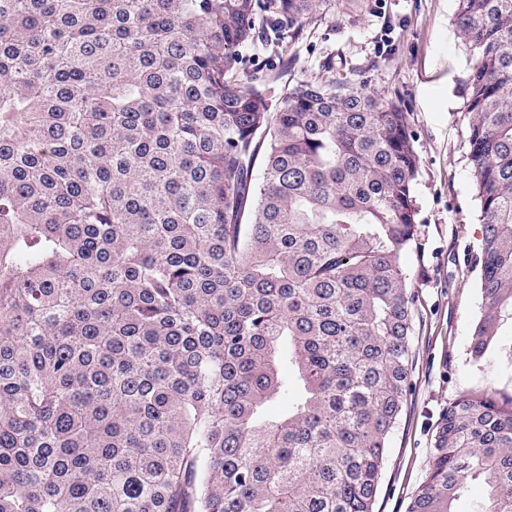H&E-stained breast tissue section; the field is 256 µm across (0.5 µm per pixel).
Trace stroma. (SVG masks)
<instances>
[{
	"label": "stroma",
	"instance_id": "obj_1",
	"mask_svg": "<svg viewBox=\"0 0 512 512\" xmlns=\"http://www.w3.org/2000/svg\"><path fill=\"white\" fill-rule=\"evenodd\" d=\"M455 0H336L289 49L268 20L243 50V71L282 73L272 85L323 79L399 100L414 135L419 174L418 247L403 259L414 296L413 373L389 449L375 512H407L424 479L441 410L460 392L512 391L498 353L469 360L467 337L481 304L475 253L482 233L468 167L465 79L470 54L454 26Z\"/></svg>",
	"mask_w": 512,
	"mask_h": 512
}]
</instances>
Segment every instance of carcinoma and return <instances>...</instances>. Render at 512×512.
I'll return each mask as SVG.
<instances>
[{
  "instance_id": "1",
  "label": "carcinoma",
  "mask_w": 512,
  "mask_h": 512,
  "mask_svg": "<svg viewBox=\"0 0 512 512\" xmlns=\"http://www.w3.org/2000/svg\"><path fill=\"white\" fill-rule=\"evenodd\" d=\"M332 0H0V512H374L410 390L419 172L395 101L243 74ZM512 339V0H455ZM296 396L288 414L266 405ZM512 512V394L442 410L407 512Z\"/></svg>"
}]
</instances>
